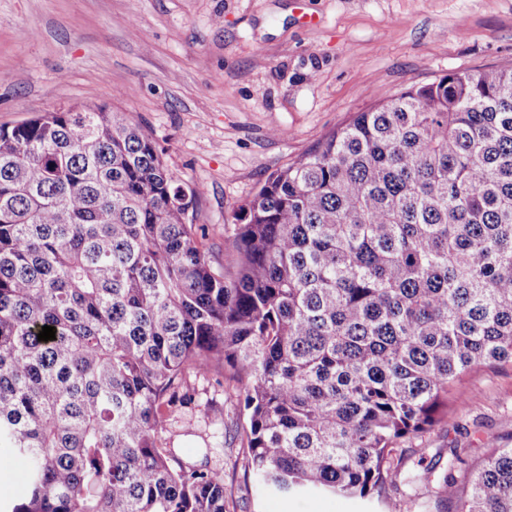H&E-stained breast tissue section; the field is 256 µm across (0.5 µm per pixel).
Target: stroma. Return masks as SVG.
<instances>
[{
    "instance_id": "stroma-1",
    "label": "stroma",
    "mask_w": 512,
    "mask_h": 512,
    "mask_svg": "<svg viewBox=\"0 0 512 512\" xmlns=\"http://www.w3.org/2000/svg\"><path fill=\"white\" fill-rule=\"evenodd\" d=\"M512 67V0H0V125L76 104L122 112L183 183L202 187L196 223L215 261L234 214L272 172L352 116L451 71ZM165 438L224 471L230 512H439L417 466L441 473L452 449L479 461L512 447V363L467 373L448 416L394 453L389 499L247 488L239 442L215 423L238 408L233 381L194 377Z\"/></svg>"
}]
</instances>
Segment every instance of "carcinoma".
<instances>
[{"label": "carcinoma", "instance_id": "cac0c4a2", "mask_svg": "<svg viewBox=\"0 0 512 512\" xmlns=\"http://www.w3.org/2000/svg\"><path fill=\"white\" fill-rule=\"evenodd\" d=\"M199 197L120 112L0 126V467L29 464L0 512H229L224 471L161 443L220 368L256 491L383 496L395 445L512 362V68L412 85L272 172L231 269ZM434 497L512 512V448L453 452Z\"/></svg>", "mask_w": 512, "mask_h": 512}]
</instances>
